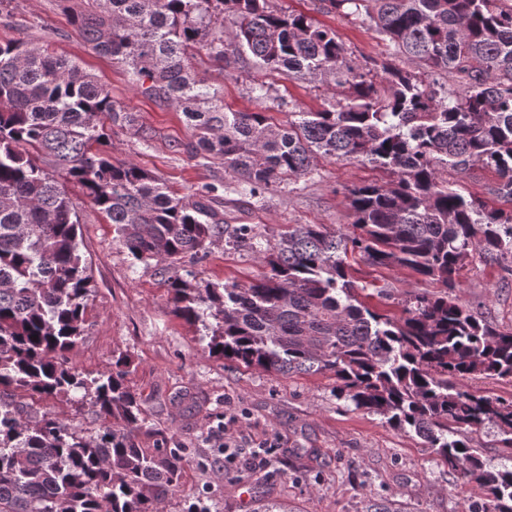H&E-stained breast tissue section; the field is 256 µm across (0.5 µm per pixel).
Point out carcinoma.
Listing matches in <instances>:
<instances>
[{"instance_id":"obj_1","label":"carcinoma","mask_w":512,"mask_h":512,"mask_svg":"<svg viewBox=\"0 0 512 512\" xmlns=\"http://www.w3.org/2000/svg\"><path fill=\"white\" fill-rule=\"evenodd\" d=\"M76 34L112 58L142 97L172 106L198 131L190 152L224 163L233 192L263 198L307 175L314 155L367 160L394 179L349 189L353 226L336 235L297 224L259 248L248 224L215 207L218 188L178 196L134 162L100 150L108 124L134 119L75 61L19 37L0 43V512H158L178 486L184 449L145 448L140 401L123 356L94 377L69 365L94 293L80 218L64 178L112 224L115 241L158 274L175 315L212 325L209 348L245 367L330 373L336 399L414 433L472 483L469 512H512V468L490 469L473 435L498 429L512 460V399L456 386L471 376L512 381V330L480 319L455 294L466 259L509 269L512 212L465 197L441 168L493 169L512 202V5L504 0H331L365 14L419 73L353 64L336 32L271 0H61ZM251 60L264 74L331 80L339 96L274 126L263 112L224 108L190 58ZM447 75L457 89L439 82ZM258 251L269 272L241 284L192 283L180 262L218 240ZM407 269L440 284L391 319L359 299L345 259ZM38 340H33V336ZM101 420L92 436L36 404L72 392ZM29 401L16 400L19 395Z\"/></svg>"}]
</instances>
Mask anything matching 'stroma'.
<instances>
[{
  "label": "stroma",
  "instance_id": "35a3bbf8",
  "mask_svg": "<svg viewBox=\"0 0 512 512\" xmlns=\"http://www.w3.org/2000/svg\"><path fill=\"white\" fill-rule=\"evenodd\" d=\"M272 2L333 29L358 66L387 61L405 71L417 69L366 16L345 15L328 0ZM20 36L78 60L109 88L116 104L134 115V126L116 124L110 131L106 149L113 160L140 164L180 196L228 181L222 161L188 153L197 137L182 113L137 95L125 70L84 46L57 0H12L0 9V41ZM195 69L222 89L226 109L261 111L277 124L294 112L320 109L336 94L332 85L275 75L271 98L259 100L249 91L252 61L222 67L202 54ZM276 95L285 98V105L273 103ZM439 177L489 207L512 210V202L492 192L499 181L492 169L448 168ZM390 179V173L366 161L319 157L311 174L251 204H227L223 210L230 223L254 225L265 241L293 224H323L350 234L349 188ZM80 218L81 250L92 262L94 294L85 334L68 352V362L96 375L126 355L127 383L146 418L142 443L154 444L151 432L160 429L184 448L180 482L160 512H254L262 502L293 512H365L372 503H395L406 512H464L475 500L472 486L441 464L415 434L337 399L331 375L274 374L210 351L202 329L173 315L156 268L132 263L113 241L111 224L89 204L81 205ZM346 262L351 275L368 285L365 303L391 316H401L409 295L439 290L409 271L367 265L354 253ZM182 267L196 279L219 284L248 282L266 271L257 253L220 243L205 258L184 259ZM457 282L463 304L501 329H512V276L500 265L471 256ZM225 443L241 451L229 467L221 450Z\"/></svg>",
  "mask_w": 512,
  "mask_h": 512
}]
</instances>
